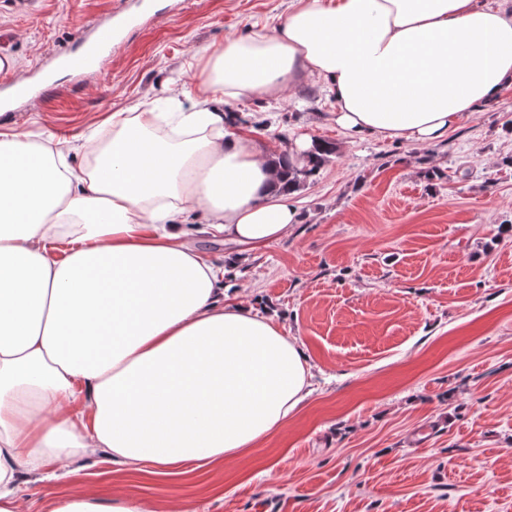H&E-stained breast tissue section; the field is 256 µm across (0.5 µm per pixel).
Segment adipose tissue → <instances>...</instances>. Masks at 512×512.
Returning <instances> with one entry per match:
<instances>
[{"mask_svg": "<svg viewBox=\"0 0 512 512\" xmlns=\"http://www.w3.org/2000/svg\"><path fill=\"white\" fill-rule=\"evenodd\" d=\"M327 84L350 137L431 144L512 89V0H296L274 27L209 54L184 112H116L89 163L0 129V512L30 474L105 453L158 476L217 464L285 427L307 396L297 341L227 301L222 267L186 238L203 212L258 248L299 212L227 100ZM52 512H144L94 496Z\"/></svg>", "mask_w": 512, "mask_h": 512, "instance_id": "ef3b65f1", "label": "adipose tissue"}]
</instances>
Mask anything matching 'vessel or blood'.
I'll list each match as a JSON object with an SVG mask.
<instances>
[{
    "label": "vessel or blood",
    "instance_id": "vessel-or-blood-1",
    "mask_svg": "<svg viewBox=\"0 0 512 512\" xmlns=\"http://www.w3.org/2000/svg\"><path fill=\"white\" fill-rule=\"evenodd\" d=\"M153 10L152 0H139L136 12L129 13L116 7L111 20L95 24L86 49L66 56L63 64L76 78H83L102 70V62L119 45L123 36L136 29L143 18ZM51 83L36 88L19 77L9 53L0 52V108L9 109L13 102L32 97L37 90H51Z\"/></svg>",
    "mask_w": 512,
    "mask_h": 512
}]
</instances>
